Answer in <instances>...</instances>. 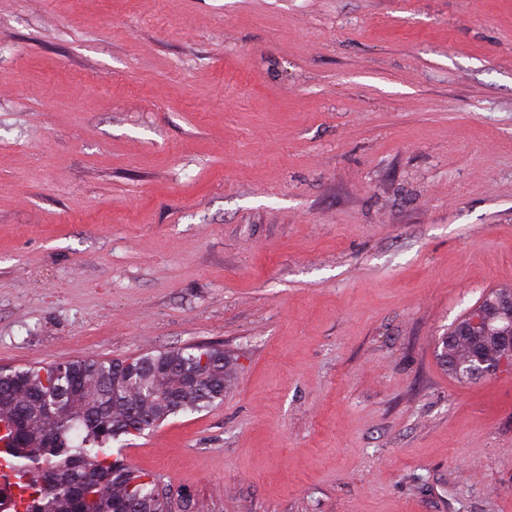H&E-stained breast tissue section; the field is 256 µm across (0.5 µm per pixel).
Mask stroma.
I'll use <instances>...</instances> for the list:
<instances>
[{
    "label": "stroma",
    "instance_id": "1",
    "mask_svg": "<svg viewBox=\"0 0 512 512\" xmlns=\"http://www.w3.org/2000/svg\"><path fill=\"white\" fill-rule=\"evenodd\" d=\"M512 0H0V368L209 344L169 512H512ZM495 312L496 310L493 309H488L487 311H485L484 309H480L477 311V313L473 316L471 320L472 328H479L483 327L484 325L490 324L488 330L478 329L476 330V332L473 333V336H481V340L485 344L486 350L484 355V361L486 362L487 366H491L493 362L499 361L497 343L495 342L494 336H497L501 344V348L503 349V359H505L508 356L510 357L512 355V336H507L506 334H503L504 336L499 335L501 331H505V324L509 322V316L507 313H503V317H501L500 324H491ZM468 325L470 326V324ZM492 370L493 367L491 366L486 371ZM469 314V313H468ZM468 314L463 316L454 328L441 339L440 359L448 372L459 382L466 383L478 379L471 375L478 365L473 357L471 342L462 335V328L468 323Z\"/></svg>",
    "mask_w": 512,
    "mask_h": 512
}]
</instances>
